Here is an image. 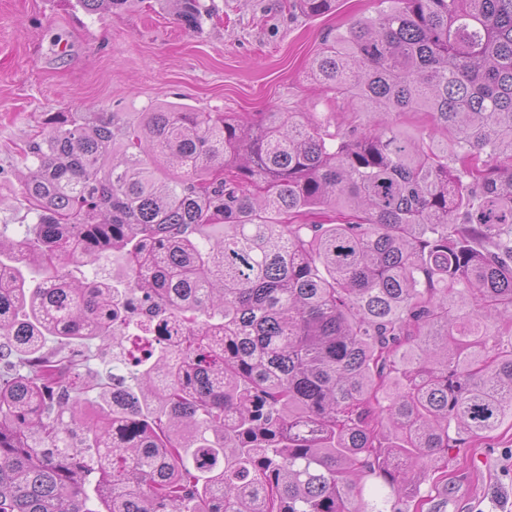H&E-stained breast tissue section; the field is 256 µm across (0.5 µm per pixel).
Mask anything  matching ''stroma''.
<instances>
[{
    "label": "stroma",
    "mask_w": 512,
    "mask_h": 512,
    "mask_svg": "<svg viewBox=\"0 0 512 512\" xmlns=\"http://www.w3.org/2000/svg\"><path fill=\"white\" fill-rule=\"evenodd\" d=\"M201 28L158 0L90 15L75 0H0V226L12 237L33 223L19 200L22 151L44 137L50 112H119L128 123L163 103L198 112L335 114L337 126L368 113L334 103L310 63L326 33L376 14L377 0H338L321 17L282 0H206ZM439 512H512V428L493 445L452 451L448 481L433 492Z\"/></svg>",
    "instance_id": "obj_1"
}]
</instances>
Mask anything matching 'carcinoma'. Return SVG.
I'll return each mask as SVG.
<instances>
[{
	"label": "carcinoma",
	"instance_id": "1",
	"mask_svg": "<svg viewBox=\"0 0 512 512\" xmlns=\"http://www.w3.org/2000/svg\"><path fill=\"white\" fill-rule=\"evenodd\" d=\"M378 2L311 66L373 123L47 113L0 230V512H420L512 427V0ZM111 251L121 288L68 269Z\"/></svg>",
	"mask_w": 512,
	"mask_h": 512
}]
</instances>
